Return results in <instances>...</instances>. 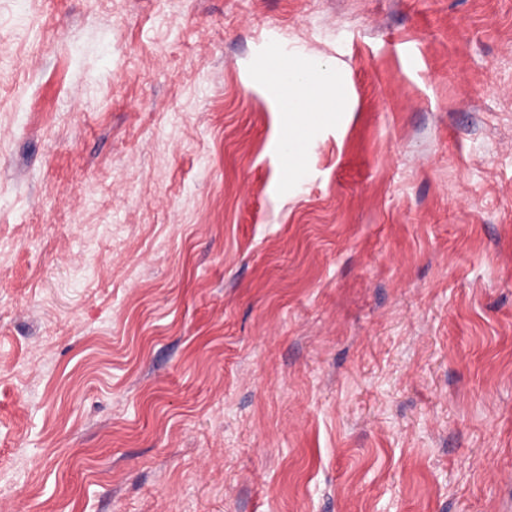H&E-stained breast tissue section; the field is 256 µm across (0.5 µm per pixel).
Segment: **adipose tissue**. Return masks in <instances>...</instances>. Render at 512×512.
<instances>
[{"label": "adipose tissue", "mask_w": 512, "mask_h": 512, "mask_svg": "<svg viewBox=\"0 0 512 512\" xmlns=\"http://www.w3.org/2000/svg\"><path fill=\"white\" fill-rule=\"evenodd\" d=\"M256 78L288 112V127L277 144L286 171L281 187L286 190L304 174L307 148L318 127L343 124L353 100L343 72L311 68L296 54L266 63Z\"/></svg>", "instance_id": "1"}]
</instances>
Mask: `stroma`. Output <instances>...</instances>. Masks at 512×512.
I'll return each mask as SVG.
<instances>
[{
    "instance_id": "35a3bbf8",
    "label": "stroma",
    "mask_w": 512,
    "mask_h": 512,
    "mask_svg": "<svg viewBox=\"0 0 512 512\" xmlns=\"http://www.w3.org/2000/svg\"><path fill=\"white\" fill-rule=\"evenodd\" d=\"M0 512H512V0H0ZM256 79L289 112L288 128L277 144L286 171L280 185L288 191L305 172L308 144L317 128L324 124L342 125L347 114L353 112V100L344 74L337 66L334 74L313 69L299 54L266 63L257 69Z\"/></svg>"
}]
</instances>
